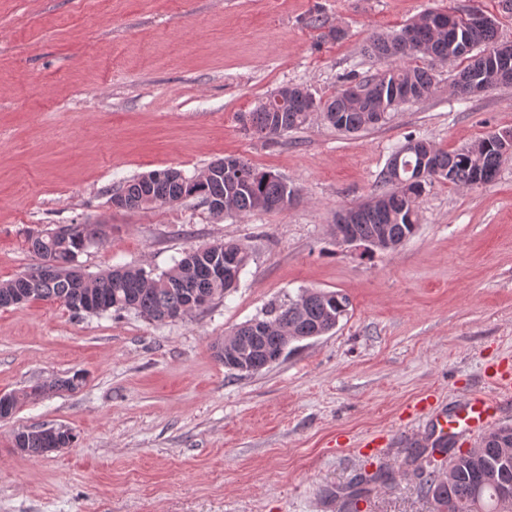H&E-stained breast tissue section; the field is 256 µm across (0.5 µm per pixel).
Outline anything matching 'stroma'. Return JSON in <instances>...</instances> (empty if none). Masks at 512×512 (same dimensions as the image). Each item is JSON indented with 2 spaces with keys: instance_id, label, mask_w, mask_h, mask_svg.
Masks as SVG:
<instances>
[{
  "instance_id": "stroma-1",
  "label": "stroma",
  "mask_w": 512,
  "mask_h": 512,
  "mask_svg": "<svg viewBox=\"0 0 512 512\" xmlns=\"http://www.w3.org/2000/svg\"><path fill=\"white\" fill-rule=\"evenodd\" d=\"M476 6L512 42L507 0H0V281L37 264L27 235L62 224L104 225L77 257L90 276L159 274L220 240L251 252L237 288L173 321L0 308V393L25 396L0 420V512H342L356 477L380 469L397 478L359 512H433L405 459L435 412L483 394L512 424L498 388L512 380V154L489 183L428 186L395 251L337 244L336 213L371 195L407 137L453 151L512 130V84L462 100L461 61L436 60L431 95L355 135L315 115L270 141L241 116L286 85L328 98L343 74L381 69L363 51L371 33ZM227 155L283 178L288 209L218 219L195 198L111 204L133 177L190 176ZM303 288L346 294L347 317L260 373L225 369L214 343ZM76 373V390L27 396ZM59 424L72 446H12Z\"/></svg>"
}]
</instances>
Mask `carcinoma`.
Instances as JSON below:
<instances>
[{"mask_svg":"<svg viewBox=\"0 0 512 512\" xmlns=\"http://www.w3.org/2000/svg\"><path fill=\"white\" fill-rule=\"evenodd\" d=\"M406 35L417 46L413 53L395 49L398 35ZM466 42L475 53L458 55L453 44ZM502 45L496 22L481 30L468 26L463 16H456L455 28L434 31L414 21L391 33H374L368 37L364 52L385 63L376 74L357 79L350 73L346 86L336 95L320 103V117L337 131L355 134L384 122L400 105L399 98L408 93L427 96L434 86L430 69L416 64L419 58L437 60L462 59L466 65L458 72L476 84L490 82L489 57ZM360 88L353 96L347 88ZM304 88L288 85L279 89L281 104H259L245 116L255 134L278 139L304 126L310 119ZM504 153L493 134H487L462 152L435 148L425 140L409 138L391 154L390 165L380 174L382 189L357 206L355 230L360 240L369 242L384 235L394 242L406 241L417 229V204L426 186L446 180L455 186H475L474 172L483 175V183L496 176ZM431 172L417 177L422 160ZM444 175H439V172ZM126 210H143L148 195L167 198L175 205L186 198L198 197L210 203L209 211L220 217L225 211L242 215L268 210L274 200L292 202L294 190L279 175L261 169L239 157L219 159L196 174L180 177L177 170L167 168L127 181L119 190ZM66 240L45 238L40 242L27 240L29 248L41 264L26 271L34 277L41 265L51 264L55 274L34 283L31 300L60 304L75 315L85 312L84 300L92 296L100 301L103 314L133 311L152 321L183 318L191 310L190 300L211 303L224 296L232 285L215 275L224 259L232 257L240 269L250 261L248 247L236 241L220 242V250L191 248L174 260L160 275L138 266L108 269L91 278L76 263L85 248L103 233L101 224H71ZM349 298L338 291L304 290L297 297L274 303L260 315L232 331L237 337L240 356L252 373L264 369L266 358L280 349L283 336H323L339 324L349 311ZM84 376L54 378L31 389L36 397L47 391L75 390ZM52 451L46 438L30 433L24 444V455L42 456ZM389 475L381 470L361 480L350 491L349 501L358 500L369 491L368 485L386 481ZM421 491L434 503L435 512H512V426L502 425L485 433L479 444L466 451L457 449L448 460L445 477L431 470L422 473Z\"/></svg>","mask_w":512,"mask_h":512,"instance_id":"cac0c4a2","label":"carcinoma"}]
</instances>
